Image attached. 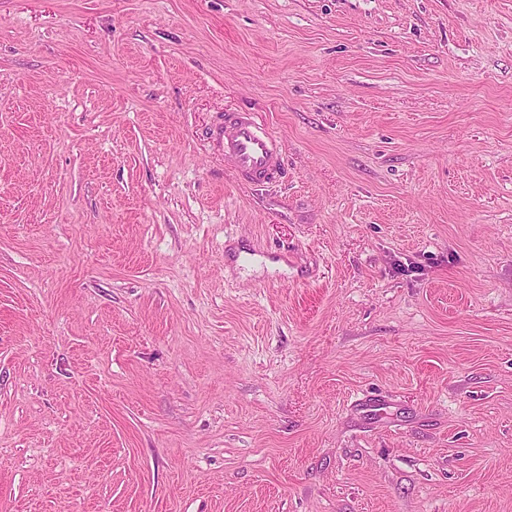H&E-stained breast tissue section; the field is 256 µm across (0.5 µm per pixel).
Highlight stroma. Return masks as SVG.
<instances>
[{
	"instance_id": "35a3bbf8",
	"label": "stroma",
	"mask_w": 512,
	"mask_h": 512,
	"mask_svg": "<svg viewBox=\"0 0 512 512\" xmlns=\"http://www.w3.org/2000/svg\"><path fill=\"white\" fill-rule=\"evenodd\" d=\"M0 512H512V0H0ZM224 162L246 183L276 184L286 176L279 140L255 112H226L210 133Z\"/></svg>"
}]
</instances>
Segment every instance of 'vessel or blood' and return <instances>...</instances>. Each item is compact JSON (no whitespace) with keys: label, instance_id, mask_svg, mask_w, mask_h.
<instances>
[{"label":"vessel or blood","instance_id":"b4317fda","mask_svg":"<svg viewBox=\"0 0 512 512\" xmlns=\"http://www.w3.org/2000/svg\"><path fill=\"white\" fill-rule=\"evenodd\" d=\"M210 137L227 165L246 183L276 184L285 178L279 141L255 112L241 109L225 113Z\"/></svg>","mask_w":512,"mask_h":512}]
</instances>
